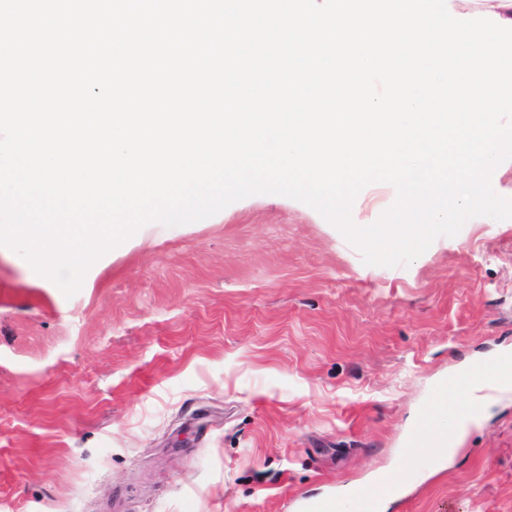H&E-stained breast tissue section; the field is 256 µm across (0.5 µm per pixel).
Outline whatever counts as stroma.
<instances>
[{"mask_svg":"<svg viewBox=\"0 0 512 512\" xmlns=\"http://www.w3.org/2000/svg\"><path fill=\"white\" fill-rule=\"evenodd\" d=\"M396 199L380 183L353 223ZM512 349V218L368 265L315 209L158 222L72 296L0 250V512H293L398 471L438 385ZM389 512H512V394Z\"/></svg>","mask_w":512,"mask_h":512,"instance_id":"35a3bbf8","label":"stroma"}]
</instances>
